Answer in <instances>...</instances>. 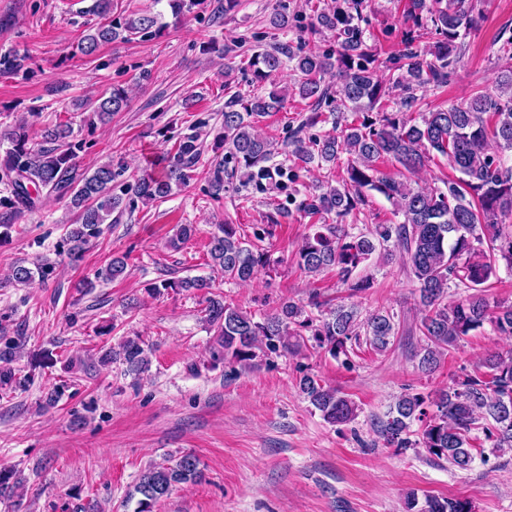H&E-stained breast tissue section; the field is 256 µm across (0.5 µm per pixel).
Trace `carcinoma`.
Listing matches in <instances>:
<instances>
[{
    "mask_svg": "<svg viewBox=\"0 0 512 512\" xmlns=\"http://www.w3.org/2000/svg\"><path fill=\"white\" fill-rule=\"evenodd\" d=\"M202 0H167L172 15L180 17L201 7ZM364 0H330L314 10V30L336 33L341 39L336 53L303 51L299 44H283L253 53L254 77L263 81L294 64L299 73L298 92L311 101L310 111L286 140L288 153L306 163L314 160L336 165L347 155L341 180L334 186L318 182L301 203L307 215H331L342 219L366 204L368 192L376 191L392 201L404 217L399 224H377L367 235L353 236L344 224H317L299 245L296 264L315 276L336 270L350 294L371 288L367 277L353 278L354 271L385 244L394 241L408 264L419 292V330L426 346L419 359L421 371L430 373L444 350L463 337L490 324L503 336L512 335V304L489 303L484 285L496 275L497 266L512 270V164L506 163L493 143L512 152V69L497 78L499 94L476 93L467 101L428 112L411 109L421 103L418 93L436 90L448 79L462 54L461 40L475 28L480 14L468 0H410L408 17L413 28L407 32L398 54L381 60L358 35L354 20L362 13ZM114 0H94L90 12L99 21L86 29L78 50L91 55L100 45L133 36L152 37L163 28L161 14H114ZM434 41L417 45L423 32ZM385 68L397 75L384 83L377 72ZM399 91L400 111H392V91ZM288 87H275L265 95L236 94L224 103L221 143L224 158L213 169L214 196L224 190V179L238 172L269 176L268 166L277 152L276 143L257 130L258 119L285 105ZM127 91L119 86L73 103L104 121L122 111ZM352 112L359 124L342 125ZM331 122L332 129L320 137L301 136L307 127ZM71 130L59 125L45 134L46 144L30 145L29 125L20 121L0 130V144L7 141L0 162V242L8 241L14 221L34 209L43 196L68 200L74 212L68 239V258L77 261L85 246L104 232L103 225L117 224L130 203H154L189 184L201 156L200 134L171 136V147L159 158L160 171L143 172L112 192V182L121 171L104 163L90 170L78 165L82 146L70 141ZM436 152L448 159L458 173L446 182L447 190L416 189L401 179L388 177L378 162L391 159L414 173ZM208 254L212 266L224 272V280L252 281L269 266L266 253L244 239L236 224H220L212 233ZM47 265L30 268L17 265L11 280L20 285L44 277ZM206 292L215 287L203 277L161 283L153 287ZM455 288L461 297L448 299ZM206 321L216 329L218 349L213 360H224L242 369L259 366L273 355L294 351L302 341L311 343L334 359L348 365L354 349L365 343L384 353L396 334L394 316L375 312L360 318L352 304L327 306L313 293L305 304L283 299L275 310L256 321L252 314L220 298L208 299ZM126 364L127 372L147 369L148 352L137 338L123 341L119 350L101 357ZM298 387L310 404L330 424H346L358 416V405L339 389L327 386L317 375L300 371ZM482 430L495 448H512V354L507 358L489 355L472 373L451 380L435 398L407 393L389 406L379 421L378 434L386 445L399 449L422 448L436 461L467 470L475 460L472 431ZM203 479L199 460L192 453L170 465H150L141 475L135 492L141 495L137 512H153L154 505L179 484H197ZM407 512H473L466 499L428 497L419 504L414 495L405 502Z\"/></svg>",
    "mask_w": 512,
    "mask_h": 512,
    "instance_id": "obj_1",
    "label": "carcinoma"
}]
</instances>
